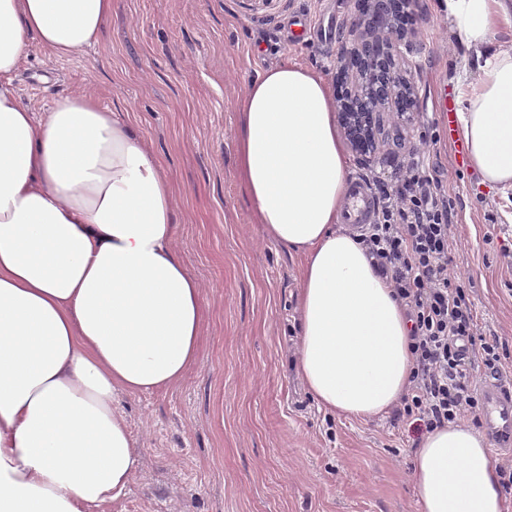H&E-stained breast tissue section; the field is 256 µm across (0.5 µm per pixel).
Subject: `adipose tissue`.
Masks as SVG:
<instances>
[{
    "label": "adipose tissue",
    "instance_id": "adipose-tissue-1",
    "mask_svg": "<svg viewBox=\"0 0 512 512\" xmlns=\"http://www.w3.org/2000/svg\"><path fill=\"white\" fill-rule=\"evenodd\" d=\"M474 56L458 122L491 191L512 189V0H436ZM112 0H0V512H89L137 464L122 396L180 384L207 321L176 247L175 191L129 119L86 92L31 111L13 75L38 44H98ZM241 192L302 260L297 371L325 410L396 407L410 326L366 249L338 230L348 174L332 92L313 68L256 71L239 102ZM420 512H504L485 437L445 423L413 456Z\"/></svg>",
    "mask_w": 512,
    "mask_h": 512
}]
</instances>
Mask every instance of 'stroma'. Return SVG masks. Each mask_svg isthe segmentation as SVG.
I'll return each instance as SVG.
<instances>
[{
	"label": "stroma",
	"mask_w": 512,
	"mask_h": 512,
	"mask_svg": "<svg viewBox=\"0 0 512 512\" xmlns=\"http://www.w3.org/2000/svg\"><path fill=\"white\" fill-rule=\"evenodd\" d=\"M433 3L414 6L419 109L404 134L448 193L450 269L512 382V205L456 164L440 102L460 108L466 53ZM352 14V0H112L96 46L51 60L30 45L14 83L32 111L87 89L137 121L175 188L177 248L209 310L182 383L124 399L138 465L125 495L91 512H419L412 423L335 415L306 393L295 371L301 261L254 224L236 168L248 76L297 63L332 81Z\"/></svg>",
	"instance_id": "stroma-1"
}]
</instances>
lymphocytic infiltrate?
Wrapping results in <instances>:
<instances>
[{
  "mask_svg": "<svg viewBox=\"0 0 512 512\" xmlns=\"http://www.w3.org/2000/svg\"><path fill=\"white\" fill-rule=\"evenodd\" d=\"M402 167L398 184L373 180L376 219L357 239L390 278L412 321V393L398 415L429 432L478 407L472 354L480 353L484 375L494 378L501 374L500 355L496 342L482 339L467 288L450 271L445 190L428 178L423 159L409 156Z\"/></svg>",
  "mask_w": 512,
  "mask_h": 512,
  "instance_id": "lymphocytic-infiltrate-1",
  "label": "lymphocytic infiltrate"
}]
</instances>
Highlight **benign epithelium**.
I'll list each match as a JSON object with an SVG mask.
<instances>
[{
    "instance_id": "1",
    "label": "benign epithelium",
    "mask_w": 512,
    "mask_h": 512,
    "mask_svg": "<svg viewBox=\"0 0 512 512\" xmlns=\"http://www.w3.org/2000/svg\"><path fill=\"white\" fill-rule=\"evenodd\" d=\"M414 0H354L350 38L342 44L334 81L338 116L351 150L376 162L386 134L407 128L418 111V91L406 76L408 57L420 51Z\"/></svg>"
}]
</instances>
